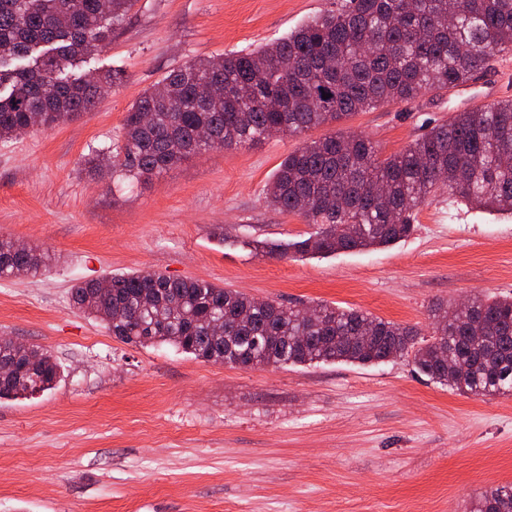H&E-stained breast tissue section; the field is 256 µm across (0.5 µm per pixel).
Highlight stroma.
<instances>
[{
  "label": "stroma",
  "instance_id": "stroma-1",
  "mask_svg": "<svg viewBox=\"0 0 512 512\" xmlns=\"http://www.w3.org/2000/svg\"><path fill=\"white\" fill-rule=\"evenodd\" d=\"M337 0H137L78 73L123 69L77 120L0 140V235L54 257L0 276V336L47 349L53 389L0 399V512H470L512 484V394H460L406 358L241 367L123 343L72 305L82 281L154 270L257 300L327 303L432 332L436 304L512 296V215L441 193L388 247L297 259L246 236L309 237L271 206L281 161L332 132L403 150L453 112L512 99V55L484 82L385 104L248 149H210L148 182L83 164L144 90L187 62L251 50ZM223 238H216V226Z\"/></svg>",
  "mask_w": 512,
  "mask_h": 512
}]
</instances>
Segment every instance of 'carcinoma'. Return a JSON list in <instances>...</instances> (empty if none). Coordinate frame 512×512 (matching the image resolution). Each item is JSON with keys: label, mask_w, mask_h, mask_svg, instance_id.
Masks as SVG:
<instances>
[{"label": "carcinoma", "mask_w": 512, "mask_h": 512, "mask_svg": "<svg viewBox=\"0 0 512 512\" xmlns=\"http://www.w3.org/2000/svg\"><path fill=\"white\" fill-rule=\"evenodd\" d=\"M137 0H0V139L52 127L93 108L120 69L92 79L71 71L101 46ZM42 45L48 52L34 55ZM512 53V0H344L287 36L172 70L126 112L107 168L147 181L191 155L250 148L271 131L297 135L381 104L411 102L476 80ZM329 98L322 97V93ZM103 151L83 157L103 172ZM448 199L512 214V99L437 123L385 158L367 137L334 133L281 162L266 195L317 226L293 242L248 240L261 256L330 255L389 246L415 229L416 209ZM51 256L0 236V275L37 276ZM91 280L74 306L113 336L167 344L197 359L245 367L411 359L417 372L466 395L512 393V299L475 295L434 315L431 339L411 327L329 304L307 317L275 301L152 271ZM46 350L0 337V399L53 388ZM471 512H512V486L487 489Z\"/></svg>", "instance_id": "cac0c4a2"}]
</instances>
